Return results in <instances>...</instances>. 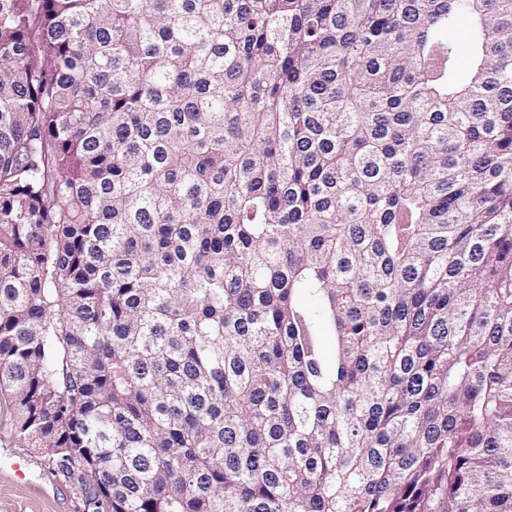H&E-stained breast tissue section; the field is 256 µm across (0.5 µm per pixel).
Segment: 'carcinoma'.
I'll return each instance as SVG.
<instances>
[{
	"label": "carcinoma",
	"mask_w": 512,
	"mask_h": 512,
	"mask_svg": "<svg viewBox=\"0 0 512 512\" xmlns=\"http://www.w3.org/2000/svg\"><path fill=\"white\" fill-rule=\"evenodd\" d=\"M3 390L83 512H512V0H0Z\"/></svg>",
	"instance_id": "obj_1"
}]
</instances>
